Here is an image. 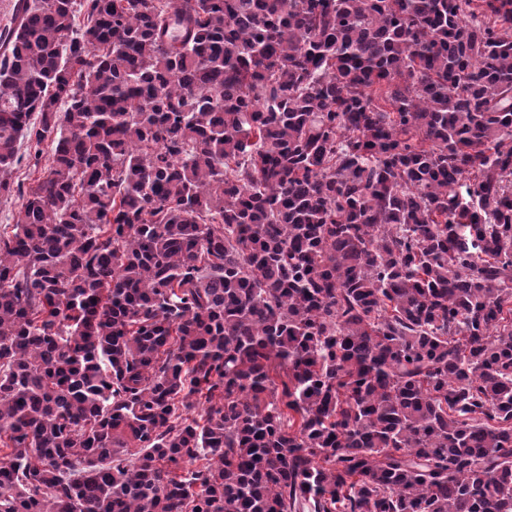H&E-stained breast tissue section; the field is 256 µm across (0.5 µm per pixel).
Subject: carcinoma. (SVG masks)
Returning a JSON list of instances; mask_svg holds the SVG:
<instances>
[{"mask_svg":"<svg viewBox=\"0 0 512 512\" xmlns=\"http://www.w3.org/2000/svg\"><path fill=\"white\" fill-rule=\"evenodd\" d=\"M2 199L0 512H512V0H30Z\"/></svg>","mask_w":512,"mask_h":512,"instance_id":"1","label":"carcinoma"}]
</instances>
